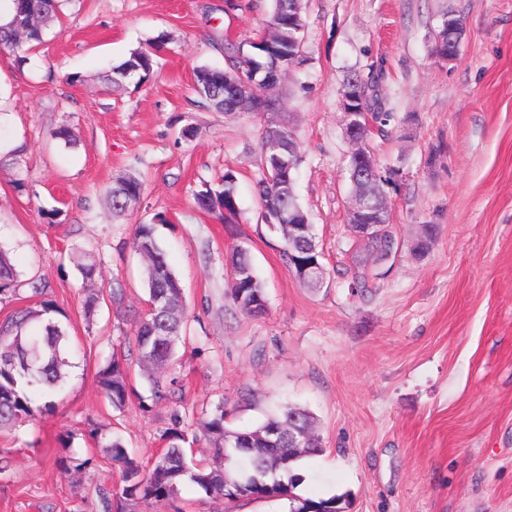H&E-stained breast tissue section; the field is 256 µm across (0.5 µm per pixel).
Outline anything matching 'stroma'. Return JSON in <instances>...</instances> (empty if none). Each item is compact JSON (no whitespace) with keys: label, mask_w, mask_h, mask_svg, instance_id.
Listing matches in <instances>:
<instances>
[{"label":"stroma","mask_w":512,"mask_h":512,"mask_svg":"<svg viewBox=\"0 0 512 512\" xmlns=\"http://www.w3.org/2000/svg\"><path fill=\"white\" fill-rule=\"evenodd\" d=\"M271 4L65 0L25 62L0 51V246L22 278L50 286L43 298L0 302V322L52 300L71 348L55 409L0 434L10 460L0 512H102L98 492L118 486L120 473L101 444L120 436L151 466L172 411L193 432L202 408L219 402L227 427L240 431L287 404L312 413L322 451L300 464V497L342 495L345 512H512V0H303V60L282 106L302 156L296 192L327 270L317 290L283 261L280 234L257 221L261 116L210 110L195 91L196 67L224 66L225 42L253 39ZM447 11L465 30L450 64L432 53ZM161 35L148 81L118 91L103 82L104 67ZM376 60L378 94L398 122L370 142L381 165L403 172L391 194L401 249L382 279L354 295L341 278L360 245L347 224L339 91ZM65 124L75 147L52 136ZM187 127L193 139L183 138ZM229 169L239 209L226 222L193 196L219 188ZM128 173L144 193L116 218L106 193ZM158 213L166 221L156 235L190 316L179 350L184 399L117 410L96 379L112 355L150 394L126 332L146 297L133 228ZM423 224L437 234L417 255L411 243ZM235 245L250 251L264 283L262 316L227 298ZM78 251L99 268L98 287L122 282L123 312L104 303L85 319ZM66 432V451L91 461L70 476L54 465Z\"/></svg>","instance_id":"1"}]
</instances>
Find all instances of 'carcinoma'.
<instances>
[{"instance_id": "carcinoma-1", "label": "carcinoma", "mask_w": 512, "mask_h": 512, "mask_svg": "<svg viewBox=\"0 0 512 512\" xmlns=\"http://www.w3.org/2000/svg\"><path fill=\"white\" fill-rule=\"evenodd\" d=\"M60 0H12L8 21L0 25V49L22 52L25 46L43 43L46 28L58 17ZM460 21L453 15H443L437 34L442 44L434 47L436 58L448 52V39L453 34L448 24ZM267 26L274 34L261 45L249 44L246 52L241 46H224L226 67L200 66L195 71L199 96L209 109L227 112L236 91L224 85V77L277 102V91L282 77L296 64L299 46L303 44L305 19L302 5L297 0H273ZM163 41L134 50L122 64L104 72V80L119 89L133 77L145 80L153 70L154 56ZM370 80L354 73L341 87V95L352 100V106L362 120L372 119L384 128L395 121L392 112L382 111L381 99L376 93L381 69L370 65ZM260 153L256 194L260 209L280 216L284 223L304 218L308 213L295 192V172L301 162L300 152L290 158L291 167H277L267 150V131L261 129L258 139ZM376 164L372 150L360 157H351L347 163L350 192L362 197L365 221H370L385 202L388 189L398 184L386 178L360 181L356 174ZM234 171L224 173L223 189L210 188L195 194L198 208L213 212L225 210L234 215L238 210ZM143 185L132 175L129 181L113 185L108 191L112 211L124 213L141 198ZM157 222L164 216L155 215ZM155 222V223H157ZM155 223L135 226L133 247L145 261L143 276L147 300L156 302L154 311L139 315L134 321L132 340L152 392V400L176 404L182 400V388L174 370L178 364V347L185 344L188 314L184 289L166 254L155 238ZM284 242L282 258L293 269L311 258L309 245L302 241V233L291 228H279ZM384 249L380 242L364 246L352 257V265L343 272L352 292L361 293L368 287L369 278H378L380 266L376 254ZM232 284L229 299L243 313L252 314L248 305L255 298L266 299L263 282L257 275L250 252L242 247L232 248L229 257ZM35 296L46 293L48 284L40 279L21 280L7 254L0 250V301L19 296L24 289ZM109 300L122 308L125 288L121 282L112 284L108 294L88 290L84 301L85 318L96 313L101 302ZM54 305L41 303V309L24 308L0 325V430L11 429L26 422L36 413L48 412L55 407V399L62 390V368L70 365L67 328L51 317ZM98 385L112 407L121 409L130 399L132 388L129 369L118 357L103 366L97 375ZM224 402H219L206 413L202 427L211 444V458L203 464L188 461L183 420L178 411H172L169 427L161 434L164 442L152 467L144 469L127 451L122 440L115 438L105 446V452L121 473V485L100 491L103 512H138V506L164 504L176 497L179 487L188 482L216 501H233L247 497L253 500L290 501V512H343L342 498L299 499L293 495L303 480L294 473L299 461L321 451L322 445L315 432L314 418L300 406H287L281 413L268 417L251 431H233L225 425ZM250 439V447L238 448L240 438ZM91 459H77L62 455L55 459L61 473L82 471Z\"/></svg>"}]
</instances>
